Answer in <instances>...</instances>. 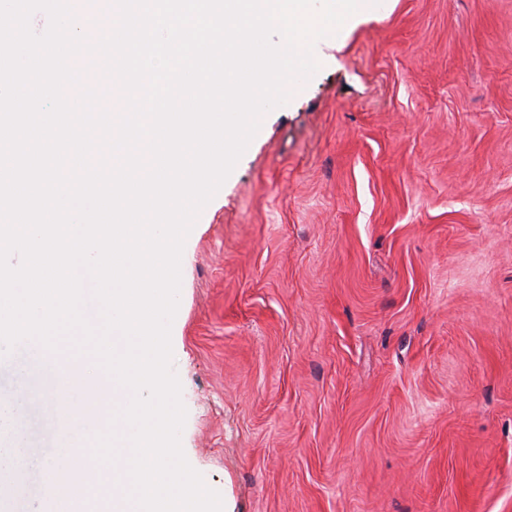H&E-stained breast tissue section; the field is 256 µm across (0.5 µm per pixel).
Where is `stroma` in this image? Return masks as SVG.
<instances>
[{"label": "stroma", "mask_w": 512, "mask_h": 512, "mask_svg": "<svg viewBox=\"0 0 512 512\" xmlns=\"http://www.w3.org/2000/svg\"><path fill=\"white\" fill-rule=\"evenodd\" d=\"M186 242L173 365L224 512H512V0H393ZM7 512H45L22 412Z\"/></svg>", "instance_id": "obj_1"}]
</instances>
